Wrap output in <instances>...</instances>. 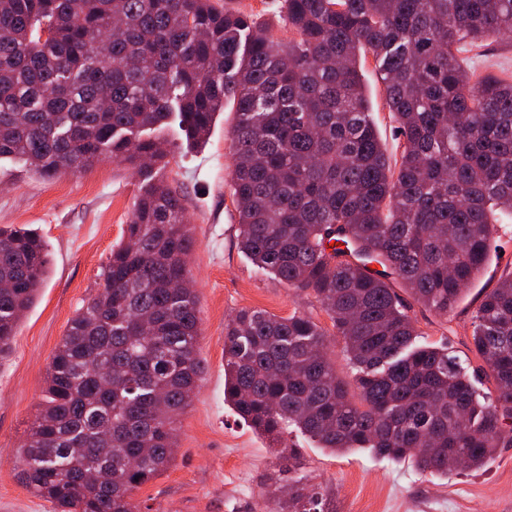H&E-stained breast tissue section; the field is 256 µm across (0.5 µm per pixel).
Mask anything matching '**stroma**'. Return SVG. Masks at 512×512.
Here are the masks:
<instances>
[{
    "mask_svg": "<svg viewBox=\"0 0 512 512\" xmlns=\"http://www.w3.org/2000/svg\"><path fill=\"white\" fill-rule=\"evenodd\" d=\"M460 57L473 76L512 80V41L469 47ZM361 73L381 143L391 158H399L401 138L373 58L363 61ZM234 123V106L225 103L205 146L177 147L150 176L185 195L195 239L189 269L200 310L198 355L205 366L201 386L179 419L173 465L134 493L151 512H276L270 489L287 484L289 473L278 465L271 440L240 423L224 401V325L239 309L251 308L280 317L302 311L329 332L332 327L313 297L258 268L238 246L228 178ZM145 181L110 160L44 179L18 160L0 159V225L36 229L49 251L47 277L11 338L10 354L0 361V512H53L24 487L17 450L44 398L53 354L71 317L96 293ZM508 273L512 213L497 223L489 265L448 318L413 306L411 316L425 342L447 345L462 365L475 363L472 316ZM327 355L337 373L350 378L342 344L331 332ZM284 441L298 450L301 476L331 512H512V447L497 449L482 469L439 477L367 449L334 454L296 431Z\"/></svg>",
    "mask_w": 512,
    "mask_h": 512,
    "instance_id": "stroma-1",
    "label": "stroma"
}]
</instances>
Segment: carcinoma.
<instances>
[{"label":"carcinoma","mask_w":512,"mask_h":512,"mask_svg":"<svg viewBox=\"0 0 512 512\" xmlns=\"http://www.w3.org/2000/svg\"><path fill=\"white\" fill-rule=\"evenodd\" d=\"M281 8L286 39L218 0H0V158L45 179L103 158L159 165L170 148L144 132L175 118L186 145H201L233 101L240 249L313 296L352 381L311 316L243 308L224 328V402L277 443L293 425L335 454L479 470L512 447V273L475 311L471 374L417 344L409 311L448 317L512 212V82L474 81L458 57L512 32V0ZM369 54L402 137L396 164L369 112ZM185 212L166 182L138 196L99 292L52 357L19 459L26 489L55 512H141L134 490L175 459L204 372L198 296L179 287L195 246ZM48 265L36 230L0 227L1 359ZM474 375L492 385L484 401ZM278 507L325 512L299 480Z\"/></svg>","instance_id":"carcinoma-1"}]
</instances>
